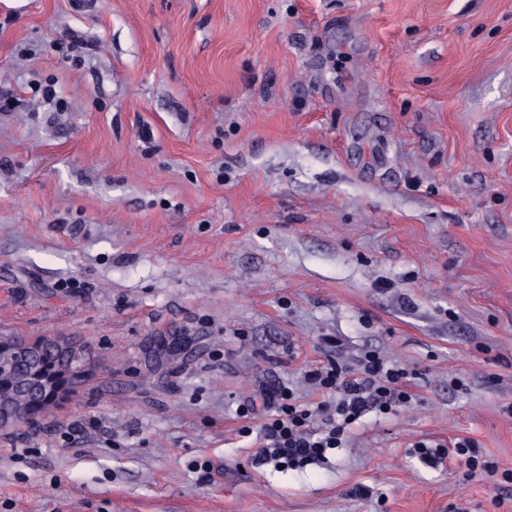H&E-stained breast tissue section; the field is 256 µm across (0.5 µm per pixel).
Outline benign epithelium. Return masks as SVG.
<instances>
[{
	"label": "benign epithelium",
	"instance_id": "1",
	"mask_svg": "<svg viewBox=\"0 0 512 512\" xmlns=\"http://www.w3.org/2000/svg\"><path fill=\"white\" fill-rule=\"evenodd\" d=\"M60 356L59 369L52 375L35 369L42 353ZM95 375L85 352L61 338L45 336L34 340L0 336V377L12 380L9 391L0 393V428H32L57 406L73 397L70 378L88 383Z\"/></svg>",
	"mask_w": 512,
	"mask_h": 512
}]
</instances>
